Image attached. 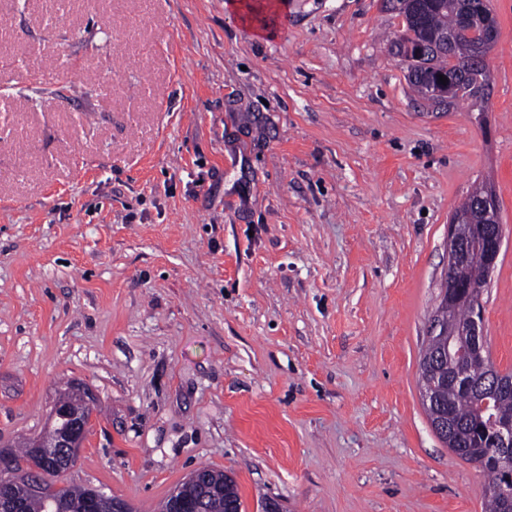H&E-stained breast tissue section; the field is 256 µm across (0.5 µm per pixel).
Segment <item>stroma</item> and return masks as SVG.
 Wrapping results in <instances>:
<instances>
[{"label":"stroma","instance_id":"1","mask_svg":"<svg viewBox=\"0 0 512 512\" xmlns=\"http://www.w3.org/2000/svg\"><path fill=\"white\" fill-rule=\"evenodd\" d=\"M0 0V444L100 411L67 479L156 512L195 469L242 512H484L419 363L475 182L512 371V0L484 122L419 96L382 0Z\"/></svg>","mask_w":512,"mask_h":512}]
</instances>
